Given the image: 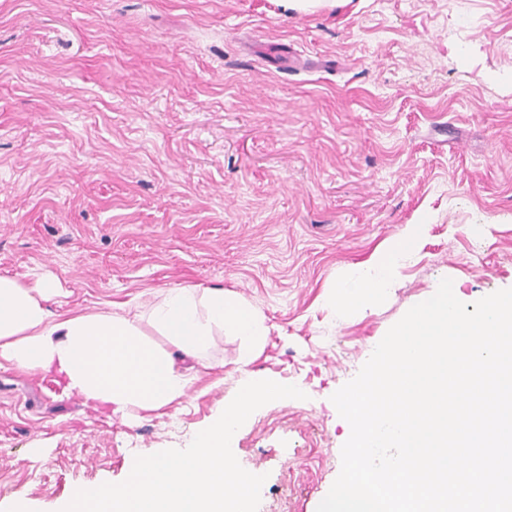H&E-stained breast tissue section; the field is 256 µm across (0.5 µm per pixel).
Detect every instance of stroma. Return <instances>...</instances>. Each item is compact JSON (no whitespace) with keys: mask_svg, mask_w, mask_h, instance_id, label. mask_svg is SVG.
Listing matches in <instances>:
<instances>
[{"mask_svg":"<svg viewBox=\"0 0 512 512\" xmlns=\"http://www.w3.org/2000/svg\"><path fill=\"white\" fill-rule=\"evenodd\" d=\"M425 230L399 284L341 308L359 265ZM0 276L53 311L175 286L242 298L278 384L239 427L255 512H316L350 426L331 401L434 284L512 288V0H0ZM215 335L186 396L139 421L0 367V512H64L187 451L238 396Z\"/></svg>","mask_w":512,"mask_h":512,"instance_id":"stroma-1","label":"stroma"}]
</instances>
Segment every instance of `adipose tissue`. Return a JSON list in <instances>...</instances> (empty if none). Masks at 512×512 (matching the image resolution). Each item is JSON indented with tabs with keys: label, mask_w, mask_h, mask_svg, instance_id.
Segmentation results:
<instances>
[{
	"label": "adipose tissue",
	"mask_w": 512,
	"mask_h": 512,
	"mask_svg": "<svg viewBox=\"0 0 512 512\" xmlns=\"http://www.w3.org/2000/svg\"><path fill=\"white\" fill-rule=\"evenodd\" d=\"M423 225L387 241L360 269L356 289L343 305L361 310L388 294L412 252ZM57 293L48 279L27 286L0 277V360L22 369H56L66 387L86 399L112 406L121 417L158 413L185 396L182 363L202 357L214 332L252 341L264 334L249 305L214 287L179 286L141 312L170 341L163 350L147 341L138 320L102 311L56 313L47 306ZM240 395L222 416L200 431L192 448L172 461L145 459L124 485L76 491L65 512H244L255 474L239 470L224 448L228 431L238 428L257 402L279 394V386L249 372Z\"/></svg>",
	"instance_id": "ef3b65f1"
}]
</instances>
